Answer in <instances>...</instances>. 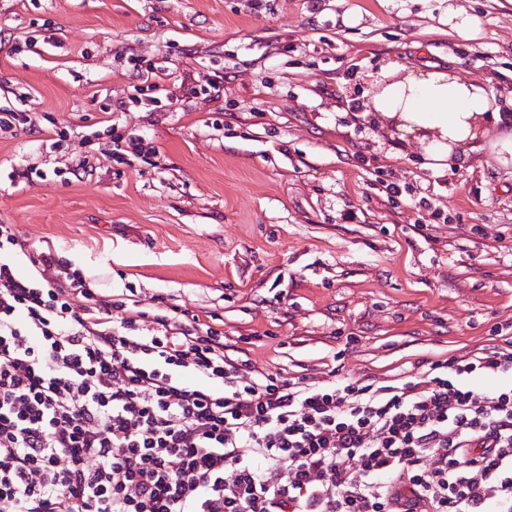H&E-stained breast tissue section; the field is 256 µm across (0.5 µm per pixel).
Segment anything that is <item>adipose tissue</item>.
<instances>
[{"instance_id":"1","label":"adipose tissue","mask_w":512,"mask_h":512,"mask_svg":"<svg viewBox=\"0 0 512 512\" xmlns=\"http://www.w3.org/2000/svg\"><path fill=\"white\" fill-rule=\"evenodd\" d=\"M369 107L392 141L420 147L427 168L448 169L480 149L512 166V114L493 110L485 85L453 68L390 65Z\"/></svg>"}]
</instances>
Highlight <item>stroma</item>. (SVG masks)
<instances>
[{
	"instance_id": "obj_1",
	"label": "stroma",
	"mask_w": 512,
	"mask_h": 512,
	"mask_svg": "<svg viewBox=\"0 0 512 512\" xmlns=\"http://www.w3.org/2000/svg\"><path fill=\"white\" fill-rule=\"evenodd\" d=\"M460 2L477 41L440 0H0V112L31 116L0 134L19 270L51 251L100 293L188 310L254 375L408 379L512 336V170L431 171L362 117L422 58L512 113V0ZM134 55L170 110L124 109ZM112 124L155 156L109 161ZM456 0H448V5L439 16V23L448 26V30L465 40H476L482 33L481 19L469 13Z\"/></svg>"
}]
</instances>
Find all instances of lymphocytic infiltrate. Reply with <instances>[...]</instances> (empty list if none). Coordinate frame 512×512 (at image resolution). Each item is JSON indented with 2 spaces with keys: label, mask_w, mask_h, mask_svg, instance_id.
Returning a JSON list of instances; mask_svg holds the SVG:
<instances>
[{
  "label": "lymphocytic infiltrate",
  "mask_w": 512,
  "mask_h": 512,
  "mask_svg": "<svg viewBox=\"0 0 512 512\" xmlns=\"http://www.w3.org/2000/svg\"><path fill=\"white\" fill-rule=\"evenodd\" d=\"M31 264L0 258V512H512V336L404 382L251 376L199 317Z\"/></svg>",
  "instance_id": "f902f5d3"
}]
</instances>
